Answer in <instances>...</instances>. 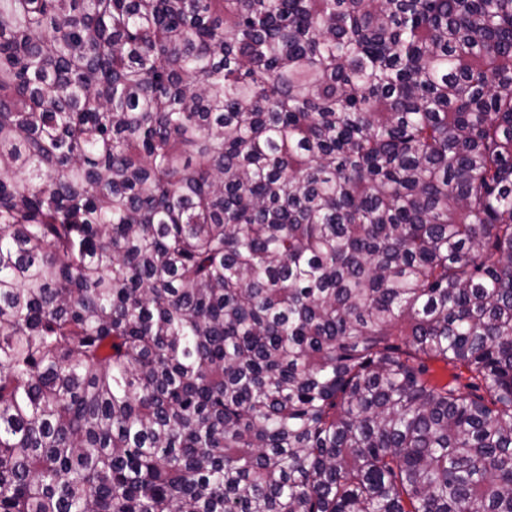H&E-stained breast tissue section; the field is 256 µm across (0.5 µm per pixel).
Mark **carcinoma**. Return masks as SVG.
I'll return each mask as SVG.
<instances>
[{
    "instance_id": "obj_1",
    "label": "carcinoma",
    "mask_w": 512,
    "mask_h": 512,
    "mask_svg": "<svg viewBox=\"0 0 512 512\" xmlns=\"http://www.w3.org/2000/svg\"><path fill=\"white\" fill-rule=\"evenodd\" d=\"M0 512H512V0H0Z\"/></svg>"
}]
</instances>
